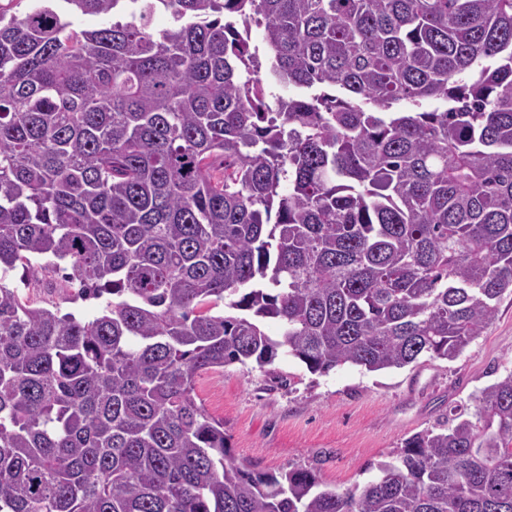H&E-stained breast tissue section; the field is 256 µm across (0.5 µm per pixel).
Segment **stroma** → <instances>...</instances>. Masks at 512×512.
Returning <instances> with one entry per match:
<instances>
[{"instance_id":"obj_1","label":"stroma","mask_w":512,"mask_h":512,"mask_svg":"<svg viewBox=\"0 0 512 512\" xmlns=\"http://www.w3.org/2000/svg\"><path fill=\"white\" fill-rule=\"evenodd\" d=\"M512 372V297L494 323L454 360L420 357L368 372L344 365L326 374L298 359L232 364L208 372L194 397L223 421L237 460L270 472L311 468L341 490L364 486L407 437L436 428L453 406L475 408L482 390Z\"/></svg>"}]
</instances>
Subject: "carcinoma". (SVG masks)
<instances>
[{
	"label": "carcinoma",
	"mask_w": 512,
	"mask_h": 512,
	"mask_svg": "<svg viewBox=\"0 0 512 512\" xmlns=\"http://www.w3.org/2000/svg\"><path fill=\"white\" fill-rule=\"evenodd\" d=\"M127 1L139 21L80 32L0 7V512H512V372L359 491L237 461L194 398L281 354L450 361L493 323L512 0H62ZM259 20L276 82L308 93L267 99L237 33ZM44 255L97 316L13 286Z\"/></svg>",
	"instance_id": "cac0c4a2"
}]
</instances>
